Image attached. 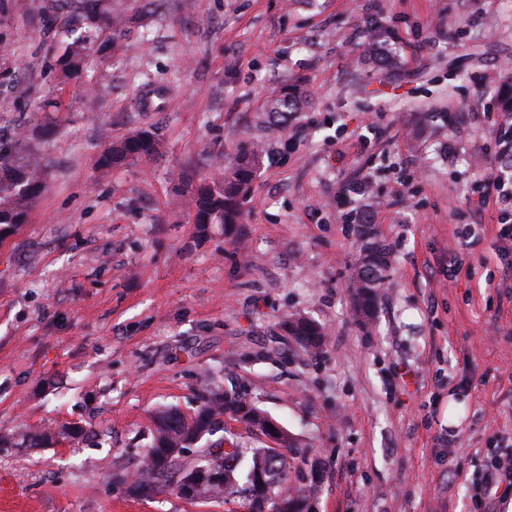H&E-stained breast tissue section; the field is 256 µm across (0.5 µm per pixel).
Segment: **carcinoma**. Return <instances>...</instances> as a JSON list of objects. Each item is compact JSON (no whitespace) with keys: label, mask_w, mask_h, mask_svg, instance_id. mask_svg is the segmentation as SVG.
Masks as SVG:
<instances>
[{"label":"carcinoma","mask_w":512,"mask_h":512,"mask_svg":"<svg viewBox=\"0 0 512 512\" xmlns=\"http://www.w3.org/2000/svg\"><path fill=\"white\" fill-rule=\"evenodd\" d=\"M78 11L65 31L63 52L56 60L62 83L79 82L84 76L90 52L97 40L109 33L116 37L126 25V9L112 5V0H78ZM302 99L300 88L287 86L272 94L265 105L269 128L281 132L288 127L291 115L298 111ZM159 153L158 133L140 130L115 140L98 158L101 166L140 162ZM271 152L260 144L243 143L234 157L224 164V171L199 183L192 199V223L200 230L219 224L226 228L242 222V202L250 191L252 180ZM45 166L39 153L18 140L0 138V234L27 222L33 203L44 189ZM388 252L373 243L359 253L354 276L356 314L365 322H373L376 289L386 279ZM288 335L295 337L307 350L318 352L324 330L318 324L298 315L285 324ZM199 406L186 416L174 409H164L155 417L152 439L142 453L144 467L135 480L132 495L152 499L170 489L181 494L186 478L199 467L224 472V479H205L196 493L199 500L248 501L252 512H262L259 498L247 486L252 473L262 471L270 482L272 494L283 501L281 512H298L293 502L313 497V483L301 479L290 485L294 468L293 448L288 441L278 448L261 441L270 417L237 392H228L201 381ZM242 424L245 434L228 436L226 420ZM187 448L197 449L198 463L184 460Z\"/></svg>","instance_id":"1"}]
</instances>
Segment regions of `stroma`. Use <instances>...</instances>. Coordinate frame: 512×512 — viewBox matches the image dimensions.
<instances>
[{"label":"stroma","mask_w":512,"mask_h":512,"mask_svg":"<svg viewBox=\"0 0 512 512\" xmlns=\"http://www.w3.org/2000/svg\"><path fill=\"white\" fill-rule=\"evenodd\" d=\"M53 2L0 0V136L48 164L27 223L0 236V512H239L112 481L156 410H196L205 376L293 434L316 512H506L512 492L483 487L512 454V200L485 178L512 170V0H168L80 87L55 71L65 12L30 19ZM298 81L242 224L199 236L181 171L211 176L264 139V101ZM151 127L152 162L97 166ZM361 183L390 251L369 326L347 222ZM297 313L321 351L287 336ZM73 423L90 435L25 441Z\"/></svg>","instance_id":"stroma-1"}]
</instances>
